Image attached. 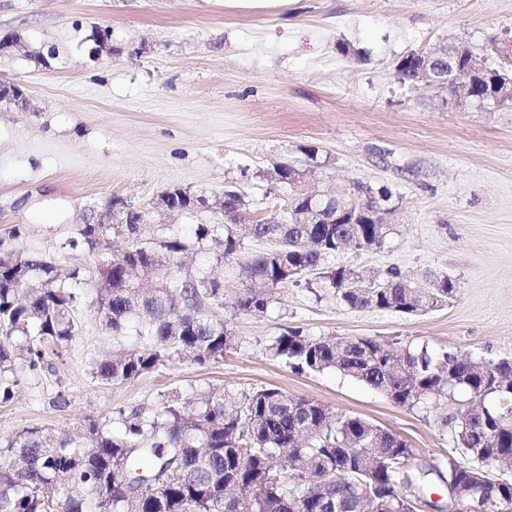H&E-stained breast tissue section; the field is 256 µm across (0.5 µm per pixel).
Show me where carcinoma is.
Masks as SVG:
<instances>
[{
    "mask_svg": "<svg viewBox=\"0 0 512 512\" xmlns=\"http://www.w3.org/2000/svg\"><path fill=\"white\" fill-rule=\"evenodd\" d=\"M414 54L396 67L416 85ZM463 99L503 104L512 68L488 65L470 46L457 42L448 66L466 75L475 65ZM367 190L368 210L392 205L384 185ZM240 188L224 186V211L217 220L193 225L189 234L154 224L149 209L129 206L130 223L80 224L62 248L73 252L112 250L123 238L129 250L101 258L95 312L114 335L131 332L141 347L108 354L95 363L103 384L130 382L182 355L206 366L224 359L236 337L224 320V285L183 264L186 255L208 253L219 266L242 262L251 286L231 302L236 314L267 311L272 289L289 281L328 288L348 307L418 315L447 305L457 295L446 275H427L428 287L407 281L397 268L365 288L353 273L336 280L343 267L327 259L352 241L358 249L382 247L393 225L345 222L332 211L327 223L246 225L235 215ZM170 208L197 213L199 193L165 191ZM268 244L244 254L245 242ZM87 285L81 269L60 268L38 255L0 252V403L12 398L13 374L36 370L46 350L79 333L75 310ZM267 350L297 373L334 370L392 403L426 411L449 428L448 462L415 457L401 436L371 421L335 411L307 398H290L274 387L241 394L213 389L194 402L166 400L156 406L118 409L90 420L82 436L31 428L0 437V512H414L413 505L435 485L446 484L467 512H512V482L486 471L512 470V358L479 363L450 349L423 345L396 350L369 338H311L287 329ZM63 486L62 498L52 495Z\"/></svg>",
    "mask_w": 512,
    "mask_h": 512,
    "instance_id": "cac0c4a2",
    "label": "carcinoma"
}]
</instances>
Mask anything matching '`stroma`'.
<instances>
[{
  "instance_id": "stroma-1",
  "label": "stroma",
  "mask_w": 512,
  "mask_h": 512,
  "mask_svg": "<svg viewBox=\"0 0 512 512\" xmlns=\"http://www.w3.org/2000/svg\"><path fill=\"white\" fill-rule=\"evenodd\" d=\"M113 55L95 54L94 28ZM0 80L24 87L27 106L0 105V237L12 248L84 268L98 259L62 250L88 209L118 196L148 205L181 186L222 192L237 182L253 218L277 202L263 174L287 160L314 169L312 186L338 193L355 181L393 188L398 210L382 248L348 247L332 265L390 267L455 280L456 299L415 317L354 310L329 291L290 283L263 316L236 315L238 343L199 366L173 359L134 381L92 377L103 354L136 347L100 325L94 288L76 312L78 336L52 370H18L0 404V436L31 427L80 433L117 408L188 400L211 389L275 386L363 417L431 461L452 446L432 414L401 408L335 372H292L266 345L283 328L428 344L475 360L512 358V103L457 105L439 87L396 74L413 51L446 40L484 53L512 39V0H279L259 9L224 0H0Z\"/></svg>"
}]
</instances>
